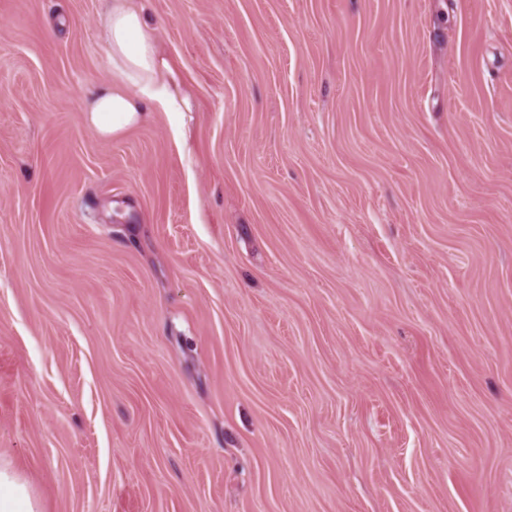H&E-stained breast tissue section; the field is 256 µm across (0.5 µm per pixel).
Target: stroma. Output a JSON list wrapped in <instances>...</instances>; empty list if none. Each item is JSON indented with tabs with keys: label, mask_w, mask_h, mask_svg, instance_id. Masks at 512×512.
<instances>
[{
	"label": "stroma",
	"mask_w": 512,
	"mask_h": 512,
	"mask_svg": "<svg viewBox=\"0 0 512 512\" xmlns=\"http://www.w3.org/2000/svg\"><path fill=\"white\" fill-rule=\"evenodd\" d=\"M104 8L0 0V460L43 512H512V0H149L194 108L109 140Z\"/></svg>",
	"instance_id": "1"
}]
</instances>
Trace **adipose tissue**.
I'll return each mask as SVG.
<instances>
[{
  "mask_svg": "<svg viewBox=\"0 0 512 512\" xmlns=\"http://www.w3.org/2000/svg\"><path fill=\"white\" fill-rule=\"evenodd\" d=\"M100 25L111 80L84 105L86 122L99 137L119 136L155 113L192 111V97L148 23L143 0H108ZM0 512H41L38 497L5 464H0Z\"/></svg>",
  "mask_w": 512,
  "mask_h": 512,
  "instance_id": "1",
  "label": "adipose tissue"
}]
</instances>
